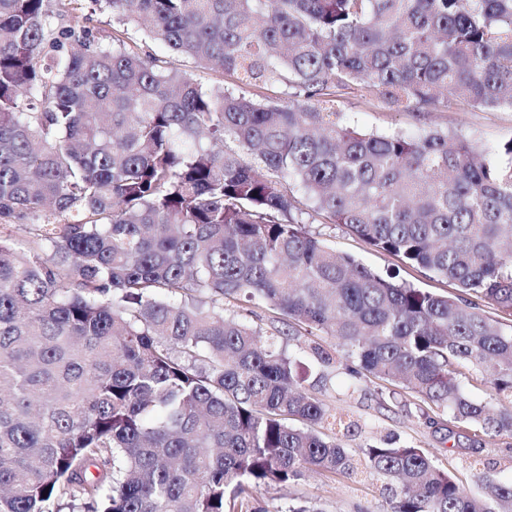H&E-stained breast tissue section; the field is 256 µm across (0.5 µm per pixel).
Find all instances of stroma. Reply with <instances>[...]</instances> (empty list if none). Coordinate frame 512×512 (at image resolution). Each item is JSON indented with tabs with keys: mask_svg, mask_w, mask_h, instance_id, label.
Instances as JSON below:
<instances>
[{
	"mask_svg": "<svg viewBox=\"0 0 512 512\" xmlns=\"http://www.w3.org/2000/svg\"><path fill=\"white\" fill-rule=\"evenodd\" d=\"M338 108L365 130L413 132L430 126L461 134L480 145L512 137V112L450 109L418 117L390 110L375 99L354 97L341 99ZM310 230L337 252L354 256L370 268L396 271L400 281L436 294L452 296L456 293L446 280L376 250L342 225L314 224ZM287 352L305 387L324 400L330 410L356 423L353 434L343 439L347 448L356 450L389 440L425 448L471 493L476 487L470 476L483 466L495 468L503 480H512V437L499 436L487 440L480 453H472V443L467 438H449L447 430L430 425L428 406L408 390L371 377L354 379L338 358L329 365L318 363L303 337L290 342ZM255 497L266 512H285L291 500L297 498L316 501L323 512H355L360 506L369 508L370 512H378L383 502L379 484L371 480L316 473L306 474L298 484L285 488L259 490Z\"/></svg>",
	"mask_w": 512,
	"mask_h": 512,
	"instance_id": "35a3bbf8",
	"label": "stroma"
}]
</instances>
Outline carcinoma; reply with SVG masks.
<instances>
[{
  "mask_svg": "<svg viewBox=\"0 0 512 512\" xmlns=\"http://www.w3.org/2000/svg\"><path fill=\"white\" fill-rule=\"evenodd\" d=\"M67 2L0 0V512H266L252 491L309 471L375 479L384 512H512L489 466L473 495L422 448L350 452L287 353L327 336L351 376L448 417V437L469 430L480 452L479 434L512 436V138L365 132L336 111L353 95L512 112V0ZM235 300L283 328L225 316ZM308 229L337 252L354 256L364 265L376 270H394L398 281L411 283L423 290L453 296L454 286L422 269L403 263L399 258L376 250L340 224H308Z\"/></svg>",
  "mask_w": 512,
  "mask_h": 512,
  "instance_id": "obj_1",
  "label": "carcinoma"
}]
</instances>
